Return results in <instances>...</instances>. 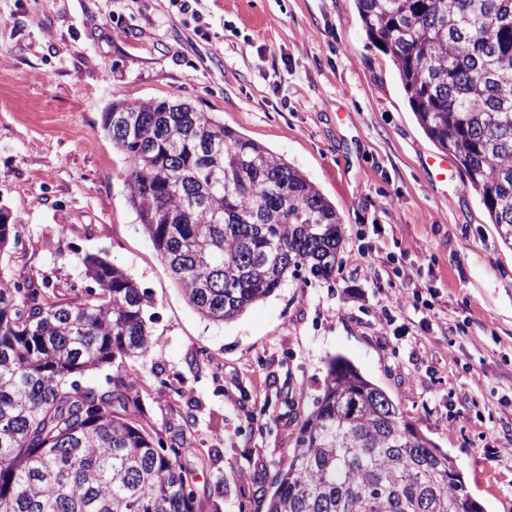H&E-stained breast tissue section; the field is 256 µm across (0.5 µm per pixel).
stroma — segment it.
Segmentation results:
<instances>
[{
  "label": "stroma",
  "instance_id": "obj_1",
  "mask_svg": "<svg viewBox=\"0 0 512 512\" xmlns=\"http://www.w3.org/2000/svg\"><path fill=\"white\" fill-rule=\"evenodd\" d=\"M152 98L191 102L302 171L343 224L333 276L201 318L102 129L112 101ZM438 154L355 0H198L190 14L170 0H0V208L23 226L0 272L79 286L98 254L147 289L141 409L163 435L184 430L204 512H260L337 356L456 460L485 512H512V248L456 163L429 166ZM417 289L431 309L387 308Z\"/></svg>",
  "mask_w": 512,
  "mask_h": 512
}]
</instances>
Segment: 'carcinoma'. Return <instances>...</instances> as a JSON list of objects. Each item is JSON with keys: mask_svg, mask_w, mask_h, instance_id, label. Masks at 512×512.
Segmentation results:
<instances>
[{"mask_svg": "<svg viewBox=\"0 0 512 512\" xmlns=\"http://www.w3.org/2000/svg\"><path fill=\"white\" fill-rule=\"evenodd\" d=\"M357 8L417 122L512 247V0ZM102 129L125 156L143 232L203 319L237 318L290 275H333L340 217L283 157L184 100H115ZM21 227L0 222V254ZM82 263L86 296L0 277V512H202L184 439L166 446L143 419L128 366L153 349L147 291L105 257ZM101 367L107 386L79 384ZM272 485L264 512H465L467 497L453 458L342 357Z\"/></svg>", "mask_w": 512, "mask_h": 512, "instance_id": "carcinoma-1", "label": "carcinoma"}]
</instances>
